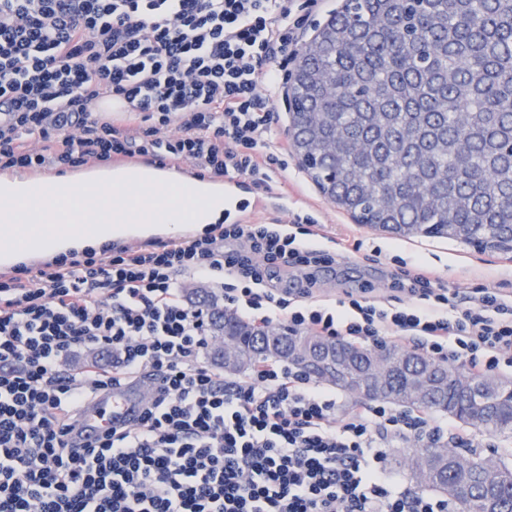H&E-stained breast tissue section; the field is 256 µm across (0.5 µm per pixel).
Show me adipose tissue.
<instances>
[{
    "instance_id": "ef3b65f1",
    "label": "adipose tissue",
    "mask_w": 512,
    "mask_h": 512,
    "mask_svg": "<svg viewBox=\"0 0 512 512\" xmlns=\"http://www.w3.org/2000/svg\"><path fill=\"white\" fill-rule=\"evenodd\" d=\"M214 181L172 183L140 172L117 181L110 169L37 182L0 176V266L154 236H176L224 218Z\"/></svg>"
}]
</instances>
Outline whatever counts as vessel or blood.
Returning <instances> with one entry per match:
<instances>
[{
    "label": "vessel or blood",
    "mask_w": 512,
    "mask_h": 512,
    "mask_svg": "<svg viewBox=\"0 0 512 512\" xmlns=\"http://www.w3.org/2000/svg\"><path fill=\"white\" fill-rule=\"evenodd\" d=\"M224 196L232 206L225 213L226 220L235 224L247 223L256 213L270 208L287 209V199L262 196L252 191L241 178L224 181ZM150 380L141 379L107 390L97 405L89 407L80 417L79 430L85 442H96L101 433L114 425L134 423L151 393Z\"/></svg>",
    "instance_id": "1"
}]
</instances>
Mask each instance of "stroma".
<instances>
[{"label":"stroma","instance_id":"obj_1","mask_svg":"<svg viewBox=\"0 0 512 512\" xmlns=\"http://www.w3.org/2000/svg\"><path fill=\"white\" fill-rule=\"evenodd\" d=\"M311 214L322 234L346 233L361 241L359 251L351 253L336 269L316 273V293L320 298L338 300L363 285H370L375 299L389 297L387 273L392 257L408 264L424 263L437 269L448 287L467 296L477 284L505 283L512 289V253L481 252L448 238H400L365 224L356 223L316 186L294 193L289 211L269 210L257 215L262 224H290L294 214Z\"/></svg>","mask_w":512,"mask_h":512}]
</instances>
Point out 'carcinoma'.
Instances as JSON below:
<instances>
[{"instance_id":"carcinoma-1","label":"carcinoma","mask_w":512,"mask_h":512,"mask_svg":"<svg viewBox=\"0 0 512 512\" xmlns=\"http://www.w3.org/2000/svg\"><path fill=\"white\" fill-rule=\"evenodd\" d=\"M292 99L293 147L321 192L356 219L390 234L452 238L512 252V0H345L299 54ZM323 111L317 121L311 113ZM467 114L466 121L459 114ZM212 310L213 358L244 373L287 362L301 346L324 356L332 342L288 328L251 325L198 288ZM329 384L359 400L443 413L489 437H512V380L469 395L441 375L458 370L415 351L382 347L399 367L386 389L367 388L379 349L340 342ZM427 377L429 396L415 393ZM466 466L451 463L457 457ZM418 485L461 512H512V457L478 449L411 448Z\"/></svg>"}]
</instances>
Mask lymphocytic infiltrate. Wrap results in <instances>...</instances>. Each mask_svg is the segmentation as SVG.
I'll use <instances>...</instances> for the list:
<instances>
[{
  "mask_svg": "<svg viewBox=\"0 0 512 512\" xmlns=\"http://www.w3.org/2000/svg\"><path fill=\"white\" fill-rule=\"evenodd\" d=\"M322 2L0 0V171L144 156L267 185L288 166L274 104ZM104 97L125 100L123 118L92 111ZM310 222L226 224L1 275L0 512H451L384 461L394 442L462 448L466 432L380 402L343 415L288 364L230 380L206 358L210 311L187 297L188 277L263 327L409 342L473 376L512 366V297L495 287L462 301L432 272L398 269L386 301L367 285L339 308L318 303L315 272L341 256L313 243ZM284 268L302 272L297 292L274 287ZM88 348L109 360L70 368ZM146 371L157 385L139 422L67 442L82 403Z\"/></svg>",
  "mask_w": 512,
  "mask_h": 512,
  "instance_id": "obj_1",
  "label": "lymphocytic infiltrate"
}]
</instances>
